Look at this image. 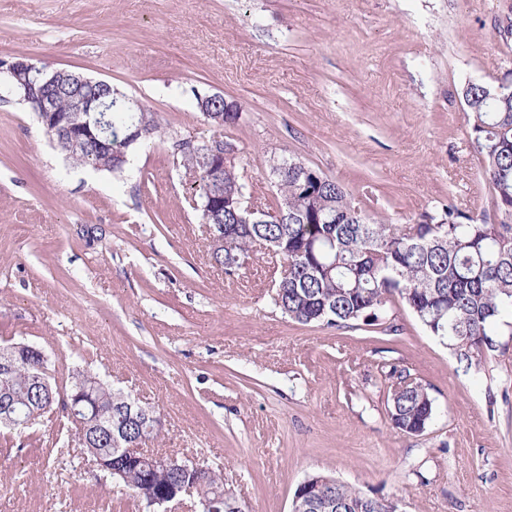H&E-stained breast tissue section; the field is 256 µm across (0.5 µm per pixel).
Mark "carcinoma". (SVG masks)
Returning <instances> with one entry per match:
<instances>
[{
    "label": "carcinoma",
    "instance_id": "cac0c4a2",
    "mask_svg": "<svg viewBox=\"0 0 512 512\" xmlns=\"http://www.w3.org/2000/svg\"><path fill=\"white\" fill-rule=\"evenodd\" d=\"M491 90L473 82L464 89L469 112V136L483 163L492 187L491 205L502 215L495 222L487 214L473 216L453 205L440 220L425 215L413 225L397 227L370 218L346 188L321 175L312 192L299 186L296 176L277 177L276 193L269 208L284 213L270 224H241L238 216L224 211V248L211 253L224 273H237L248 261L252 240L274 243L282 261L274 304L301 324L349 327L359 321L368 326L385 323L387 309L404 304L432 336L453 350L459 361L479 364L484 351L495 349L494 337L512 335V99L494 102ZM57 108L62 113L80 111V100L63 91ZM209 120L222 125L237 122L239 113L228 111L222 98L207 100ZM145 133L139 145L155 144L159 123L148 112ZM102 128L109 130L110 146L84 145L66 153L74 163L121 173L129 164L128 128L139 122L140 113L125 111L123 94L112 93V111L100 113ZM183 166L198 170L196 192L200 202L210 198L237 197L247 192L238 163L224 166L205 156L204 149L187 142L179 145ZM35 361L22 358L10 380L0 383L9 392L21 417L1 422L11 433L23 434L48 411L65 407L49 403L31 387L28 374ZM389 380V414L397 429L414 435L429 427L434 400L421 383L395 368L384 373ZM65 386L74 393L87 390L86 397L100 419L112 421V435L96 432L89 424L77 432L75 441L108 460L116 448L136 442L143 446L157 433L147 430L140 417L128 415L130 400L111 387L100 386L96 376L76 366L69 370ZM223 478L217 471L199 485L197 497L223 495Z\"/></svg>",
    "mask_w": 512,
    "mask_h": 512
}]
</instances>
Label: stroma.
I'll list each match as a JSON object with an SVG mask.
<instances>
[{
    "instance_id": "1",
    "label": "stroma",
    "mask_w": 512,
    "mask_h": 512,
    "mask_svg": "<svg viewBox=\"0 0 512 512\" xmlns=\"http://www.w3.org/2000/svg\"><path fill=\"white\" fill-rule=\"evenodd\" d=\"M512 0H0V58L108 82L165 135L123 173L74 166L34 112L0 100V344L39 347L58 378L90 369L162 420L152 450L208 460L243 512H290L332 474L402 512H512V336L467 366L404 305L398 329L304 325L256 251L225 275L177 141L232 143L254 203L271 159L298 157L401 226L490 206L463 91L512 72ZM240 114L206 120L192 89ZM434 400L392 428L390 367ZM75 423L0 434V512H141L70 447Z\"/></svg>"
}]
</instances>
